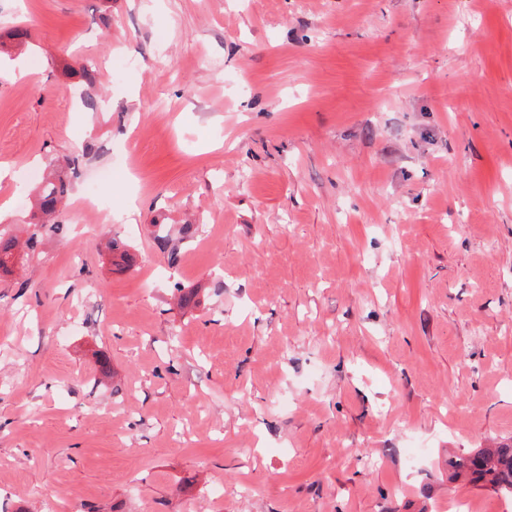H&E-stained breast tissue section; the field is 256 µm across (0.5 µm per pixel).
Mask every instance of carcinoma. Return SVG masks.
Here are the masks:
<instances>
[{
	"label": "carcinoma",
	"instance_id": "obj_1",
	"mask_svg": "<svg viewBox=\"0 0 512 512\" xmlns=\"http://www.w3.org/2000/svg\"><path fill=\"white\" fill-rule=\"evenodd\" d=\"M71 77H76L85 85L95 82V70L89 63H82L79 68L68 70ZM74 171L67 173H50L39 187L36 194V211L29 220V236L25 241L28 250L35 249L38 240L45 234L59 235L63 231V224L54 220V216L62 206L65 196L69 193ZM107 247L112 256L118 258L116 266L123 270L130 266V254L127 245L118 239L112 238ZM18 238L0 229V272L10 270L20 258L18 254ZM449 478L491 488L497 493L512 497V444L501 448H481L468 456L451 457L448 459Z\"/></svg>",
	"mask_w": 512,
	"mask_h": 512
}]
</instances>
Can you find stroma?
<instances>
[{
    "label": "stroma",
    "mask_w": 512,
    "mask_h": 512,
    "mask_svg": "<svg viewBox=\"0 0 512 512\" xmlns=\"http://www.w3.org/2000/svg\"><path fill=\"white\" fill-rule=\"evenodd\" d=\"M14 25L0 224L48 160L78 176L0 276V512H512L448 479L512 440V0H0Z\"/></svg>",
    "instance_id": "35a3bbf8"
}]
</instances>
